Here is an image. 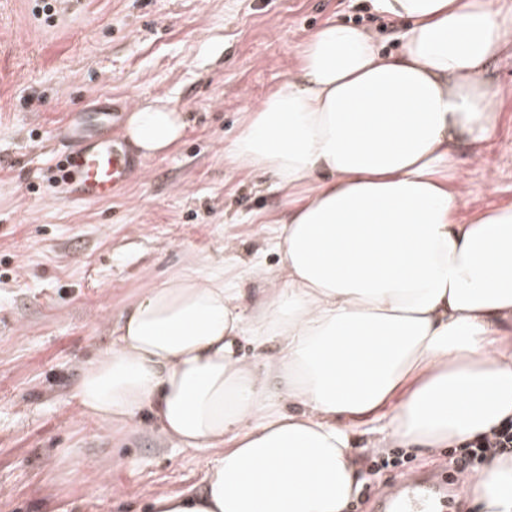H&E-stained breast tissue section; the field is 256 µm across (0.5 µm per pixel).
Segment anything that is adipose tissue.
<instances>
[{
    "instance_id": "ef3b65f1",
    "label": "adipose tissue",
    "mask_w": 512,
    "mask_h": 512,
    "mask_svg": "<svg viewBox=\"0 0 512 512\" xmlns=\"http://www.w3.org/2000/svg\"><path fill=\"white\" fill-rule=\"evenodd\" d=\"M372 7L397 21L398 54L327 20L224 147L287 193L278 265L194 263L142 288L83 366L82 414L144 415L210 452L201 489L152 512H347L359 448L431 453L512 420V205L462 220L456 151L463 140L484 159L499 90L483 73L512 46V8ZM184 128L148 105L125 136L154 156ZM459 482L477 512H512V460Z\"/></svg>"
}]
</instances>
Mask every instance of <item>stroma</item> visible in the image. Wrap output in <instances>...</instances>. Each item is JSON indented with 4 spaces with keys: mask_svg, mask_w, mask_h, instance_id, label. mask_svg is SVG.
Wrapping results in <instances>:
<instances>
[{
    "mask_svg": "<svg viewBox=\"0 0 512 512\" xmlns=\"http://www.w3.org/2000/svg\"><path fill=\"white\" fill-rule=\"evenodd\" d=\"M0 0V512H150L200 483L207 450L177 448L148 422L118 431L84 416L83 364L141 288L193 260L265 252L282 193L224 159L242 112L284 84L294 50L326 20L388 37L366 0ZM486 78L500 88L488 162L461 146L462 217L512 204V47ZM161 104L187 126L124 195L73 204L52 177L63 120L98 102ZM358 464L374 502L398 476Z\"/></svg>",
    "mask_w": 512,
    "mask_h": 512,
    "instance_id": "1",
    "label": "stroma"
}]
</instances>
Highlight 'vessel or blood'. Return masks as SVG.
I'll use <instances>...</instances> for the list:
<instances>
[{"label": "vessel or blood", "mask_w": 512, "mask_h": 512, "mask_svg": "<svg viewBox=\"0 0 512 512\" xmlns=\"http://www.w3.org/2000/svg\"><path fill=\"white\" fill-rule=\"evenodd\" d=\"M66 130L73 145L67 161L69 200L92 203L117 197L144 167L95 111L82 113L80 121ZM454 482V472L445 470L395 482L381 495L378 512H448V487Z\"/></svg>", "instance_id": "1"}]
</instances>
